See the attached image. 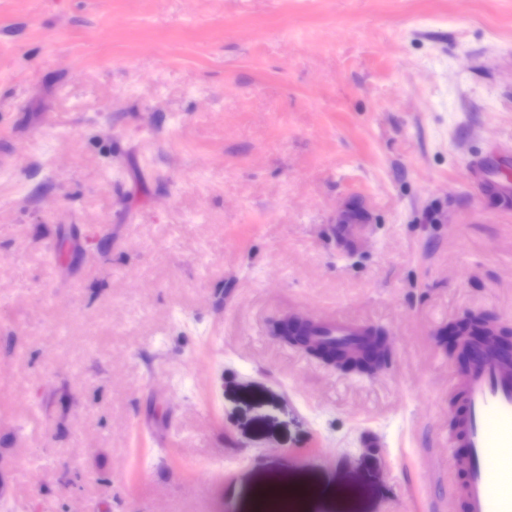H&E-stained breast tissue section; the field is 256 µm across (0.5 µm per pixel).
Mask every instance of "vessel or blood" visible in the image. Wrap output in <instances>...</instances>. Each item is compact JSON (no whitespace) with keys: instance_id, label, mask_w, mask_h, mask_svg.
<instances>
[{"instance_id":"obj_1","label":"vessel or blood","mask_w":512,"mask_h":512,"mask_svg":"<svg viewBox=\"0 0 512 512\" xmlns=\"http://www.w3.org/2000/svg\"><path fill=\"white\" fill-rule=\"evenodd\" d=\"M309 341L356 356L379 352L369 326L341 318L306 324ZM463 398L456 435L463 449L452 460L462 482L448 486V500L463 512H512V356L493 341L477 345L465 374L454 386Z\"/></svg>"}]
</instances>
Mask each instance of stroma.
Here are the masks:
<instances>
[{
	"label": "stroma",
	"instance_id": "1",
	"mask_svg": "<svg viewBox=\"0 0 512 512\" xmlns=\"http://www.w3.org/2000/svg\"><path fill=\"white\" fill-rule=\"evenodd\" d=\"M468 313L512 336V0H0V512H448ZM309 341L315 346L339 349L347 356L380 352V345L367 338L371 328L341 318L312 319L305 323Z\"/></svg>",
	"mask_w": 512,
	"mask_h": 512
}]
</instances>
